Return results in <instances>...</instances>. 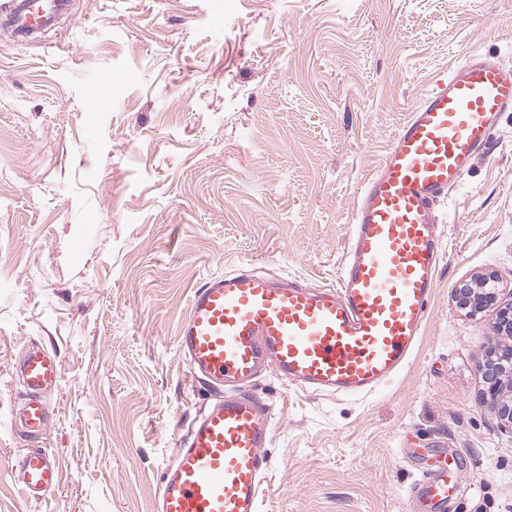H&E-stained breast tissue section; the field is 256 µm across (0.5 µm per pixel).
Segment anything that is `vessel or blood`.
<instances>
[{"mask_svg": "<svg viewBox=\"0 0 512 512\" xmlns=\"http://www.w3.org/2000/svg\"><path fill=\"white\" fill-rule=\"evenodd\" d=\"M68 7L69 0H0L23 39ZM504 112H512V65L470 56L417 102L359 192L335 284L274 280L243 266L193 292L177 346L191 382H207L216 395L179 437L154 512H260L264 450L276 425L253 390L263 374L311 394L354 397L372 394L408 364L444 256L437 208L485 152ZM17 372L28 397L9 421L43 439L52 422L46 396L58 387L61 364L32 345ZM461 464L451 452L421 468L416 507L435 512L446 504ZM8 474L27 502L61 480L42 448L19 456Z\"/></svg>", "mask_w": 512, "mask_h": 512, "instance_id": "obj_1", "label": "vessel or blood"}]
</instances>
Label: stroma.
<instances>
[{"label":"stroma","mask_w":512,"mask_h":512,"mask_svg":"<svg viewBox=\"0 0 512 512\" xmlns=\"http://www.w3.org/2000/svg\"><path fill=\"white\" fill-rule=\"evenodd\" d=\"M475 52L512 62V0H71L33 37L0 27V512H152L210 398L177 347L192 291L247 263L335 282L359 188ZM438 211L402 372L361 397L257 380L276 417L261 512H411L409 448L462 454L446 512H512V430L481 399L494 312L454 299L491 271L512 301V112ZM31 343L61 362L62 478L25 505L7 470L31 443L5 422Z\"/></svg>","instance_id":"stroma-1"}]
</instances>
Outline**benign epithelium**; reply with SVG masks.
I'll return each instance as SVG.
<instances>
[{
  "label": "benign epithelium",
  "mask_w": 512,
  "mask_h": 512,
  "mask_svg": "<svg viewBox=\"0 0 512 512\" xmlns=\"http://www.w3.org/2000/svg\"><path fill=\"white\" fill-rule=\"evenodd\" d=\"M498 281L492 272L482 273L463 283L456 292L459 307L476 314L495 307V330L504 341L486 355L480 367L486 387L499 419L512 427V302L498 303Z\"/></svg>",
  "instance_id": "obj_1"
}]
</instances>
